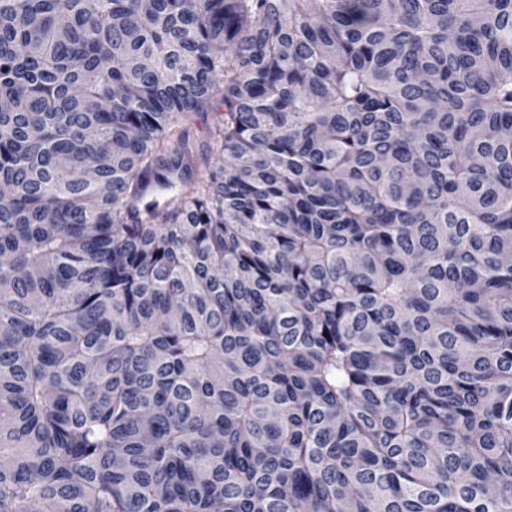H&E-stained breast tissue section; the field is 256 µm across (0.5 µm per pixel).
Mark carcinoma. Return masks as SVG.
<instances>
[{
	"instance_id": "obj_1",
	"label": "carcinoma",
	"mask_w": 512,
	"mask_h": 512,
	"mask_svg": "<svg viewBox=\"0 0 512 512\" xmlns=\"http://www.w3.org/2000/svg\"><path fill=\"white\" fill-rule=\"evenodd\" d=\"M1 184L0 512H512V0H0ZM198 115L187 127L188 136L198 150H209L213 146V132L224 110L218 107Z\"/></svg>"
}]
</instances>
